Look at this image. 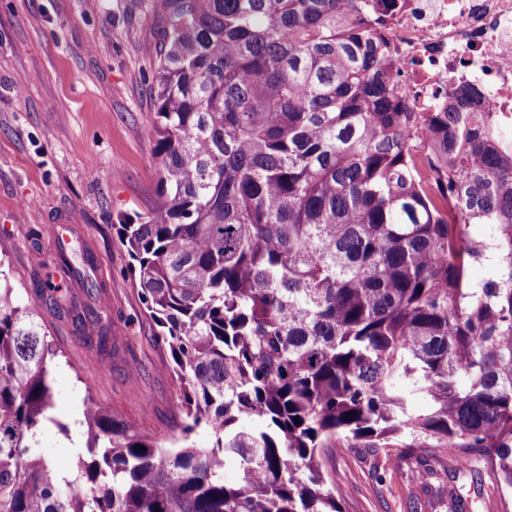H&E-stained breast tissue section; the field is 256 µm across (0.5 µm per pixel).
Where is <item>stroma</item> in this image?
Instances as JSON below:
<instances>
[{
    "instance_id": "1",
    "label": "stroma",
    "mask_w": 512,
    "mask_h": 512,
    "mask_svg": "<svg viewBox=\"0 0 512 512\" xmlns=\"http://www.w3.org/2000/svg\"><path fill=\"white\" fill-rule=\"evenodd\" d=\"M156 0H0V273L22 302L61 289L69 315L40 306L59 357L51 373L56 419L39 436L50 460L87 454L83 416L93 399L162 443L179 435L182 391L171 353L134 284L120 216L159 201ZM66 249L80 275L58 266ZM90 265H82V255ZM98 317L107 344L75 316ZM347 512H412L419 488L398 453L328 452Z\"/></svg>"
}]
</instances>
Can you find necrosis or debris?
Wrapping results in <instances>:
<instances>
[{"label": "necrosis or debris", "instance_id": "4bbe7bcc", "mask_svg": "<svg viewBox=\"0 0 512 512\" xmlns=\"http://www.w3.org/2000/svg\"><path fill=\"white\" fill-rule=\"evenodd\" d=\"M360 16L385 39L399 95L411 111L433 112L470 86L479 111L512 129V0H396Z\"/></svg>", "mask_w": 512, "mask_h": 512}]
</instances>
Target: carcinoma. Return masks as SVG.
Masks as SVG:
<instances>
[{"label":"carcinoma","mask_w":512,"mask_h":512,"mask_svg":"<svg viewBox=\"0 0 512 512\" xmlns=\"http://www.w3.org/2000/svg\"><path fill=\"white\" fill-rule=\"evenodd\" d=\"M353 5L160 0V201L118 232L181 433L88 400L90 457L43 459L59 351L0 284V512H345L330 448H441L512 490V130L407 111ZM448 460L421 490L469 512Z\"/></svg>","instance_id":"obj_1"}]
</instances>
